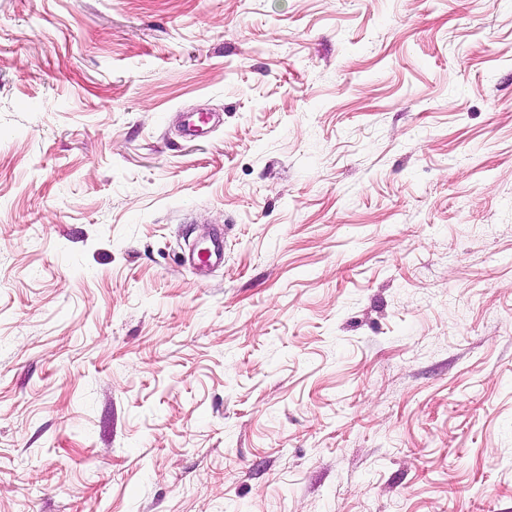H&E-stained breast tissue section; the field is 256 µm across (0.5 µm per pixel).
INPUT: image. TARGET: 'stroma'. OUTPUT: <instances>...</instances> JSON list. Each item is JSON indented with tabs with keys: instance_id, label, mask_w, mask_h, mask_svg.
Returning <instances> with one entry per match:
<instances>
[{
	"instance_id": "1",
	"label": "stroma",
	"mask_w": 512,
	"mask_h": 512,
	"mask_svg": "<svg viewBox=\"0 0 512 512\" xmlns=\"http://www.w3.org/2000/svg\"><path fill=\"white\" fill-rule=\"evenodd\" d=\"M0 512H512V0H0ZM191 260L197 270L223 264L224 243L222 233L198 243L193 249Z\"/></svg>"
}]
</instances>
